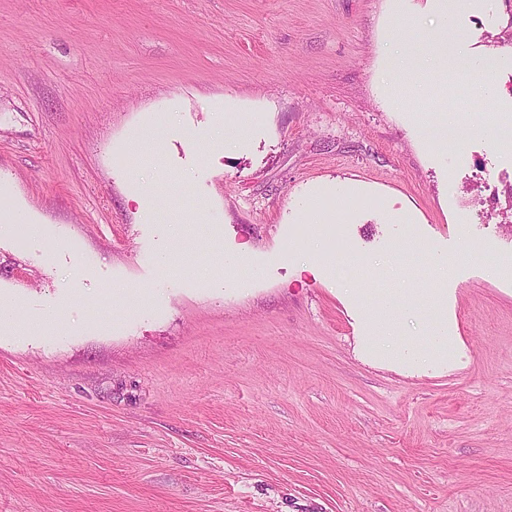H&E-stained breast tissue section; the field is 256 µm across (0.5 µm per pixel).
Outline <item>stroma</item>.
<instances>
[{
    "label": "stroma",
    "mask_w": 512,
    "mask_h": 512,
    "mask_svg": "<svg viewBox=\"0 0 512 512\" xmlns=\"http://www.w3.org/2000/svg\"><path fill=\"white\" fill-rule=\"evenodd\" d=\"M443 26L500 64L424 95L388 59ZM448 111L512 113V0H0V512H512V236L463 205L512 156ZM366 288L403 336L447 289L466 365L365 355ZM455 128V123L449 116L444 122H431L427 128V139L433 147L439 150L453 151L458 147L460 138V134Z\"/></svg>",
    "instance_id": "stroma-1"
}]
</instances>
